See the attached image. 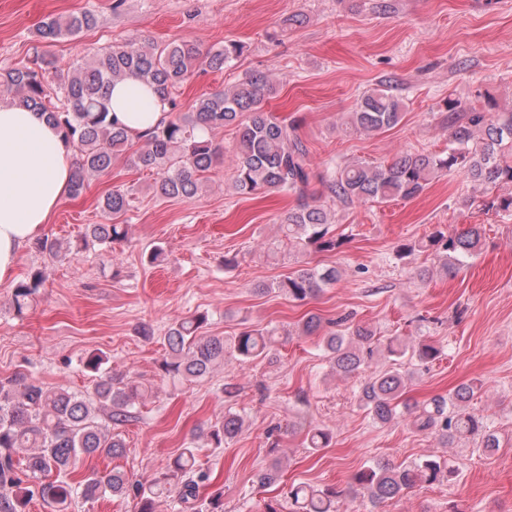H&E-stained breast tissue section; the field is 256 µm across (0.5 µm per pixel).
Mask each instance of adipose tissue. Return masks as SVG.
Returning a JSON list of instances; mask_svg holds the SVG:
<instances>
[{
    "label": "adipose tissue",
    "instance_id": "obj_1",
    "mask_svg": "<svg viewBox=\"0 0 512 512\" xmlns=\"http://www.w3.org/2000/svg\"><path fill=\"white\" fill-rule=\"evenodd\" d=\"M114 117L141 135L168 116L154 89L130 77L112 85ZM73 146L38 112L0 100V284L15 278L22 248L42 233L68 196Z\"/></svg>",
    "mask_w": 512,
    "mask_h": 512
}]
</instances>
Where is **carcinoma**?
I'll return each mask as SVG.
<instances>
[{
	"label": "carcinoma",
	"instance_id": "cac0c4a2",
	"mask_svg": "<svg viewBox=\"0 0 512 512\" xmlns=\"http://www.w3.org/2000/svg\"><path fill=\"white\" fill-rule=\"evenodd\" d=\"M95 23L86 10L66 19L48 18L35 32L36 45L20 66L0 69V87L15 92L19 105L48 115L78 153L70 193L81 195L87 181L121 160L126 166L154 176V195L193 198L205 187L207 173L224 161V147L214 133L224 127L237 129L234 147L233 188L239 194L260 191L304 194L312 178L310 150L298 133L295 120L265 111L263 101L276 90L267 74H247L238 83L199 98L191 112H177L178 88L199 66L220 71L240 57L244 45L224 44L201 56L191 40L155 43L149 39L113 45L84 63L64 71L40 49L43 42L73 35ZM128 76L152 85L167 100L168 119L146 134L134 137L112 118L107 99L109 86ZM403 101L392 85L366 92L347 125L367 136L386 131L402 117ZM448 150L441 154L414 153L391 163L363 160L345 162L330 171V197L346 204L411 199L436 178L458 170L481 185L512 184V112H496L486 103L481 109L448 101ZM134 189L117 186L101 200L105 224H91L83 237L106 247L128 238L126 215L133 208ZM283 239L301 255L339 251L345 239L331 229L330 212L324 205L301 200L281 222ZM484 228L471 224L461 232L434 230L424 241L401 244L396 250L405 259L421 249L444 254L442 268L455 273L483 246ZM41 253L60 258L69 247L55 239L36 243ZM341 278L335 266L301 262L283 278L255 285L259 294L277 292L305 304ZM45 274L35 269L19 280L12 291V307L23 316L34 308L44 288ZM331 326L323 338V350L331 371L349 378L365 372L374 355L386 366L364 377L358 398L373 423L386 426L405 421L417 432L448 445L462 438H477L487 452L499 447V438L483 419L470 410L481 388L471 381L445 395L422 403L404 399L417 367L439 359L442 351L433 342L411 344L402 336L380 339L373 327L353 323L348 317L327 322L315 313L298 325L304 336ZM208 316L193 314L170 325L164 336L166 351L159 367L173 381H196L209 376L226 359L241 363L273 360L275 329L246 326L236 335L208 336ZM108 356L90 354L84 367L95 374L94 389L82 394L48 386L24 369L0 378V512H26L40 499L53 512H67L74 504L94 506L104 498H133L137 512H156L162 498L175 500L193 512H222L220 496L200 500V487L209 474L200 468L198 453L221 448L242 425L229 411L224 422L191 434L187 446L172 459L167 470L147 481H132L119 469L90 471L75 477L82 458L114 459L126 452L118 429L138 419L144 397L142 385L131 376L104 368ZM331 433L319 426L307 432V447L314 451L331 444ZM23 452L25 456L18 457ZM281 459L275 457L257 477L260 487L280 481ZM459 468L441 456L402 462L377 461L353 474L350 490L368 499L373 507L422 485L449 482ZM288 512H339L344 491L330 486L297 484L285 492Z\"/></svg>",
	"mask_w": 512,
	"mask_h": 512
}]
</instances>
